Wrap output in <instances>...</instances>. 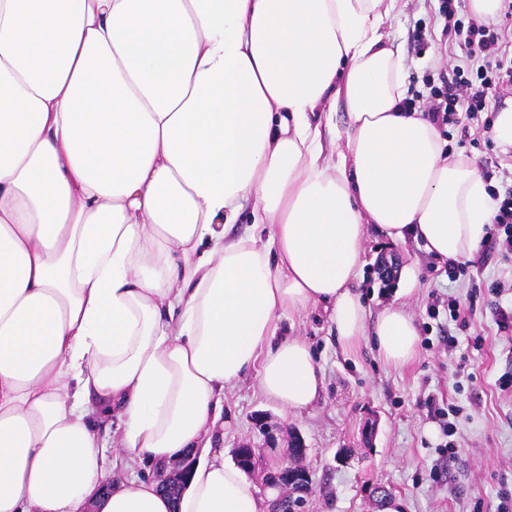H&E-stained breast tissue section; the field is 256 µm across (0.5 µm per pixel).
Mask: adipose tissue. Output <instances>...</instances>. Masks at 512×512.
<instances>
[{
  "label": "adipose tissue",
  "instance_id": "obj_1",
  "mask_svg": "<svg viewBox=\"0 0 512 512\" xmlns=\"http://www.w3.org/2000/svg\"><path fill=\"white\" fill-rule=\"evenodd\" d=\"M407 3L0 0V512H262L204 440L248 372L284 412L318 400L283 317L322 304L343 351L414 359L416 277L368 322L366 236L467 260L497 204L403 107ZM98 406L129 460L201 452L178 504L110 483Z\"/></svg>",
  "mask_w": 512,
  "mask_h": 512
}]
</instances>
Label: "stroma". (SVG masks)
Segmentation results:
<instances>
[{
	"instance_id": "35a3bbf8",
	"label": "stroma",
	"mask_w": 512,
	"mask_h": 512,
	"mask_svg": "<svg viewBox=\"0 0 512 512\" xmlns=\"http://www.w3.org/2000/svg\"><path fill=\"white\" fill-rule=\"evenodd\" d=\"M441 0H410L386 32L399 44L409 72V91L424 106L433 86L452 75L464 52L443 34ZM448 150L476 163L486 185L512 190V156L492 135L478 132L468 112L458 110L447 127ZM417 274L415 294L405 305L419 331L416 358L395 367L378 355L372 340L343 352L328 313L316 307L294 316L293 332L311 345L325 390L311 408L290 414L260 391L248 374L224 391V425L211 438L225 462L246 441L259 442L252 417L265 413L283 433L298 432L308 448L305 465L315 491L307 512H378L371 488L389 489L403 512H497L512 500V333L500 330L495 310L512 308V250L484 240L475 264L449 280L447 264L423 246L384 245L370 234L359 289L371 311L393 298L376 265L381 256ZM470 307L468 326L451 319L449 301ZM452 404L453 437H446L427 397ZM372 439H365L367 424ZM454 442L455 454L444 452Z\"/></svg>"
}]
</instances>
